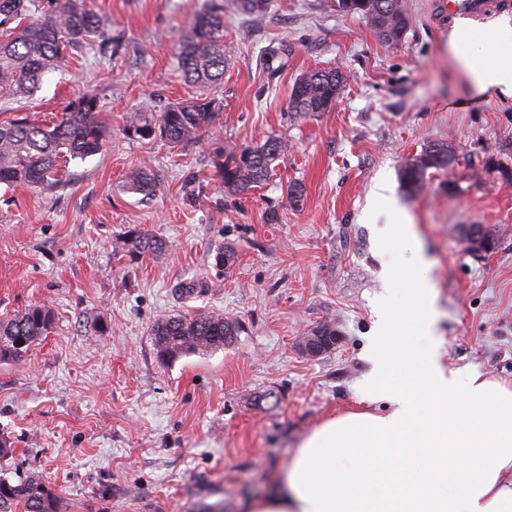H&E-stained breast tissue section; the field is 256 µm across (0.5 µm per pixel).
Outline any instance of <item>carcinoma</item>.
<instances>
[{"instance_id":"obj_1","label":"carcinoma","mask_w":512,"mask_h":512,"mask_svg":"<svg viewBox=\"0 0 512 512\" xmlns=\"http://www.w3.org/2000/svg\"><path fill=\"white\" fill-rule=\"evenodd\" d=\"M346 10L362 14L378 37L387 43L401 38L407 21L404 0H347ZM245 13L259 16L269 0H237ZM32 0H0V93L25 97L43 77L73 54H80L101 34L98 16L84 0H47L44 16L32 14ZM177 68L202 93L168 104L158 112H131L125 132L141 140L162 139L183 147L200 140L217 115L216 99L204 91L224 81V5L208 3L196 16L189 33L176 49ZM344 82L338 69H314L298 77L288 102L300 115L328 111ZM103 103L89 91L76 95L66 112L51 124L16 112L0 122V184L52 188L60 184L59 167L103 153L109 128L101 119ZM287 144L268 137L257 145L215 154L213 164L224 190L243 196L269 179ZM460 164L455 148L444 142L427 145L401 169L409 194L428 184L431 171H448ZM133 189L147 195L160 191L157 177L145 171L132 174ZM128 256H161L166 244L136 229L128 234ZM236 251L220 246L215 267L234 264ZM53 325V311L45 304L0 319V361L19 360ZM240 332L237 321L222 314L177 315L157 321L151 329L158 357L166 362L189 354H205L231 344ZM57 512V500L42 483L30 479L13 485L0 477V512Z\"/></svg>"}]
</instances>
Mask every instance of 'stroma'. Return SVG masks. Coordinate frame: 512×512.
<instances>
[{
  "mask_svg": "<svg viewBox=\"0 0 512 512\" xmlns=\"http://www.w3.org/2000/svg\"><path fill=\"white\" fill-rule=\"evenodd\" d=\"M405 3L409 24L389 44L338 0H273L258 21L224 0L220 114L186 148L127 136L125 116L192 94L174 53L205 0H86L119 50L89 46L31 96L0 98V119L18 109L47 123L94 90L112 129L104 155L70 162L59 188L0 185V316L54 312L23 361H0V438L12 448L1 475L40 480L57 512H239L314 428L362 409L379 297L397 279L400 313L411 285L409 252L381 248L380 229L406 217L428 261L441 362L512 389V184L488 169H512V98L474 91L433 0ZM502 24L474 28L466 53L496 65L512 46ZM279 48L282 67L268 59ZM319 68L346 77L332 109L290 112L294 81ZM270 136L288 145L270 180L225 192L214 151ZM436 141L469 163L410 197L400 171ZM139 169L159 176L158 193L132 190ZM466 224L498 229L493 253L468 251ZM131 229L164 239L165 254L130 260ZM223 244L237 251L224 270ZM191 280L202 288L179 291ZM211 312L240 323L230 345L159 360L156 321ZM324 324L335 345L307 357L302 336Z\"/></svg>",
  "mask_w": 512,
  "mask_h": 512,
  "instance_id": "35a3bbf8",
  "label": "stroma"
}]
</instances>
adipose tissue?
Masks as SVG:
<instances>
[{"label": "adipose tissue", "instance_id": "adipose-tissue-1", "mask_svg": "<svg viewBox=\"0 0 512 512\" xmlns=\"http://www.w3.org/2000/svg\"><path fill=\"white\" fill-rule=\"evenodd\" d=\"M448 48L477 93L512 97V54L493 67ZM414 319L380 313L365 401L382 413L351 412L307 436L290 466L243 512H512V390L468 372L445 371L435 348L417 349L413 328L434 333V293L410 292Z\"/></svg>", "mask_w": 512, "mask_h": 512}]
</instances>
